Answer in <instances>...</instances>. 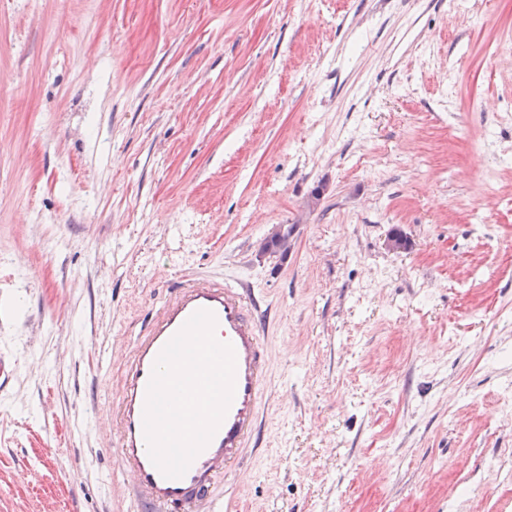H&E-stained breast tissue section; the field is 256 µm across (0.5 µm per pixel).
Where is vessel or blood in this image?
<instances>
[{"instance_id": "1", "label": "vessel or blood", "mask_w": 512, "mask_h": 512, "mask_svg": "<svg viewBox=\"0 0 512 512\" xmlns=\"http://www.w3.org/2000/svg\"><path fill=\"white\" fill-rule=\"evenodd\" d=\"M257 293V288L239 280L180 275L136 338L115 409L118 463L131 475L136 512H223L227 507L220 483L235 472L259 439L268 353ZM201 309L214 314L217 339L235 349V393L218 430L186 473L167 478L147 451L143 426L147 385L163 347Z\"/></svg>"}]
</instances>
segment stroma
I'll list each match as a JSON object with an SVG mask.
<instances>
[{
  "instance_id": "1",
  "label": "stroma",
  "mask_w": 512,
  "mask_h": 512,
  "mask_svg": "<svg viewBox=\"0 0 512 512\" xmlns=\"http://www.w3.org/2000/svg\"><path fill=\"white\" fill-rule=\"evenodd\" d=\"M510 150L512 0H0V512H130L184 272L259 291L236 512H512Z\"/></svg>"
}]
</instances>
